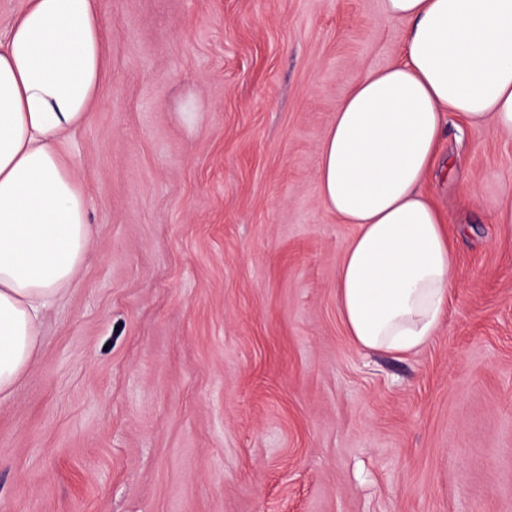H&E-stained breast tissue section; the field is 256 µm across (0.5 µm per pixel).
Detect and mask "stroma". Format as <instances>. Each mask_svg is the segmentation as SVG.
Instances as JSON below:
<instances>
[{"instance_id": "1", "label": "stroma", "mask_w": 512, "mask_h": 512, "mask_svg": "<svg viewBox=\"0 0 512 512\" xmlns=\"http://www.w3.org/2000/svg\"><path fill=\"white\" fill-rule=\"evenodd\" d=\"M98 5L71 140L91 242L0 404V512H512V135L448 128L424 190L461 286L421 351L359 349L319 149L405 23L382 0Z\"/></svg>"}]
</instances>
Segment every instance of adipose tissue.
<instances>
[{
  "mask_svg": "<svg viewBox=\"0 0 512 512\" xmlns=\"http://www.w3.org/2000/svg\"><path fill=\"white\" fill-rule=\"evenodd\" d=\"M408 23L400 60L337 105L318 193L357 227L336 305L357 347L411 354L435 336L458 281L444 216L423 184L446 127L512 134V0H383ZM97 0H26L0 41V403L33 364L38 328L91 237L67 158L101 84Z\"/></svg>",
  "mask_w": 512,
  "mask_h": 512,
  "instance_id": "ef3b65f1",
  "label": "adipose tissue"
}]
</instances>
